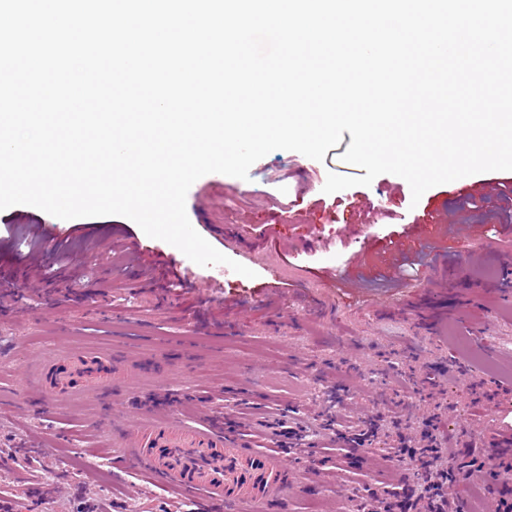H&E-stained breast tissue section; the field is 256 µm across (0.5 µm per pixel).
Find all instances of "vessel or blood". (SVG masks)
Instances as JSON below:
<instances>
[{"label":"vessel or blood","mask_w":512,"mask_h":512,"mask_svg":"<svg viewBox=\"0 0 512 512\" xmlns=\"http://www.w3.org/2000/svg\"><path fill=\"white\" fill-rule=\"evenodd\" d=\"M434 217V211L424 212L409 226L405 242L422 248ZM140 373L122 352L88 349L44 363L36 386L60 397L108 396L117 384H134ZM189 411L186 419L176 410L120 426L108 455L121 459L139 476L176 491L197 493L211 512H267L288 486L297 483L287 451L276 441H256L246 427L224 431L198 406H190Z\"/></svg>","instance_id":"b4317fda"}]
</instances>
